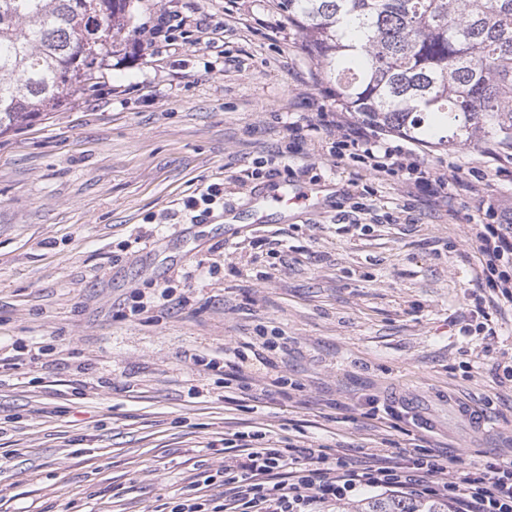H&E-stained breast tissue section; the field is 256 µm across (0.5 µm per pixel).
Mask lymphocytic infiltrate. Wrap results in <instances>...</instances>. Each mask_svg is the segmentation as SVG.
<instances>
[{
  "label": "lymphocytic infiltrate",
  "mask_w": 512,
  "mask_h": 512,
  "mask_svg": "<svg viewBox=\"0 0 512 512\" xmlns=\"http://www.w3.org/2000/svg\"><path fill=\"white\" fill-rule=\"evenodd\" d=\"M314 130L324 135L337 160L361 163L378 175L398 178L404 194L422 192L482 214L472 225L471 241L479 254L477 280L512 305V202L485 194V174L475 168L462 178L455 166L432 170L413 152L382 141L368 126L348 122L343 113L320 112ZM224 498L217 501L188 493L171 512H317L319 506L380 489L410 497L447 501L452 512H512V458L496 457L471 471L448 466L428 449H417L397 460L356 467L324 448H277L252 437L244 446L226 449L217 473Z\"/></svg>",
  "instance_id": "obj_1"
}]
</instances>
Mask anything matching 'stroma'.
<instances>
[{"label":"stroma","mask_w":512,"mask_h":512,"mask_svg":"<svg viewBox=\"0 0 512 512\" xmlns=\"http://www.w3.org/2000/svg\"><path fill=\"white\" fill-rule=\"evenodd\" d=\"M229 6L133 0V27L190 12L224 39H137L65 108L0 137V512H153L220 468L235 432L338 446L355 466L417 445L474 466L512 454L497 370L512 307L475 280L465 214L292 129L338 102L276 0ZM389 141L512 195L493 139ZM321 181L319 212L272 207L255 223L253 188ZM214 183L223 206L191 223L184 200ZM357 201L393 222L340 223ZM165 288L172 303L156 304ZM479 307L496 336L474 331ZM460 404L483 429L459 422ZM422 408L432 429L411 418Z\"/></svg>","instance_id":"1"}]
</instances>
